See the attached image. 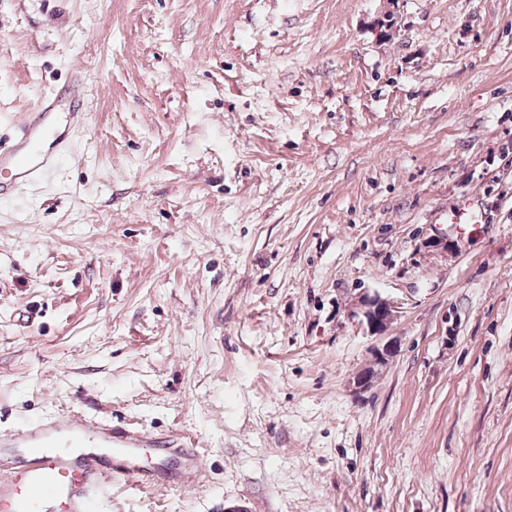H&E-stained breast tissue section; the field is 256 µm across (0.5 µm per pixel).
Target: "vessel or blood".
<instances>
[{
  "label": "vessel or blood",
  "mask_w": 512,
  "mask_h": 512,
  "mask_svg": "<svg viewBox=\"0 0 512 512\" xmlns=\"http://www.w3.org/2000/svg\"><path fill=\"white\" fill-rule=\"evenodd\" d=\"M43 99L17 126V141L0 146V195L50 174L55 155L41 142L44 118L61 103ZM158 458L150 468L141 448ZM201 472L197 444L177 435L161 441L127 427L91 425L82 418H56L18 432L10 448H0V512H91L94 492L105 480L137 487L176 486Z\"/></svg>",
  "instance_id": "vessel-or-blood-1"
}]
</instances>
